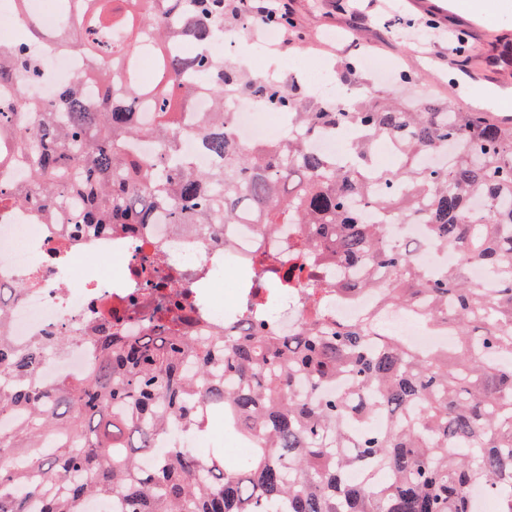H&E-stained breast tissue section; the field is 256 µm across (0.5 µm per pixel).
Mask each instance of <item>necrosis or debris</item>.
<instances>
[{"label": "necrosis or debris", "instance_id": "1", "mask_svg": "<svg viewBox=\"0 0 512 512\" xmlns=\"http://www.w3.org/2000/svg\"><path fill=\"white\" fill-rule=\"evenodd\" d=\"M28 48L43 61L46 76L25 84L24 97L53 100L58 88L87 70L80 53L59 51L49 40L29 41ZM211 105L210 96L198 95L176 130L182 151L202 168L214 160L198 145L194 119ZM228 128L243 144L271 142L285 132L276 110L247 97L232 103ZM69 221L65 213L59 223L48 224L28 209L0 216V288L15 291L0 319V335L21 347L60 331L70 338L64 351L40 367L45 386L61 378L77 381L88 373L96 360L94 327L99 321H112L127 336L144 335L155 323L161 297L168 294L179 296L181 305L170 308L164 322L187 336L222 335L225 323L241 320L248 296L267 302L274 335H293L301 326L294 302L275 294L272 284H258L250 273L252 259L264 254L270 255L271 266L291 268L289 254L301 238L297 225L264 235L256 224H228L217 227L209 239L158 218L137 235L116 233L84 249L70 245L71 234L63 229ZM64 240L69 243L66 253L52 256L51 247ZM144 254L165 272L162 287L142 276ZM313 267L309 286L326 293L329 321L352 322L374 307L371 293H337L335 268L318 258ZM222 284L233 290L230 301L220 299Z\"/></svg>", "mask_w": 512, "mask_h": 512}]
</instances>
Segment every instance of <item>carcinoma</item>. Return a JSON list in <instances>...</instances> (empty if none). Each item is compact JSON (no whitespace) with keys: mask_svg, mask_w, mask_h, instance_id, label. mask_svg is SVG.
<instances>
[{"mask_svg":"<svg viewBox=\"0 0 512 512\" xmlns=\"http://www.w3.org/2000/svg\"><path fill=\"white\" fill-rule=\"evenodd\" d=\"M67 24L54 42L83 54L87 75L55 99L0 103V209L33 208L48 224L70 198L75 223L110 235L166 213L171 224H302L295 268L314 248L327 263L360 266L336 291L377 293L454 334L452 349L422 351L371 310L356 322L325 319L324 296L303 303L295 336L252 323L198 341L156 324L125 336L98 327L97 359L81 381L34 379L63 336L16 347L0 337V512H86L91 496L112 512H476L486 487L512 512V127L452 103L417 112L371 91L344 106L267 85L210 52L234 26L226 0H59ZM0 47V87L22 90L39 72L23 43ZM181 49L169 51V44ZM150 50L160 76L141 84L133 58ZM206 91L198 120L209 170L173 134ZM258 99L284 114L288 132L243 146L227 132L224 101ZM150 113L143 125L141 113ZM355 125L363 137L340 156L312 146L323 130ZM158 143L153 155L135 149ZM396 146V167L372 164L375 144ZM424 224L455 262L431 273L389 239L388 224ZM481 266L488 282L468 278ZM215 415L252 448L243 469L216 456L171 454L174 427L199 436ZM368 465L354 482L350 471Z\"/></svg>","mask_w":512,"mask_h":512,"instance_id":"cac0c4a2","label":"carcinoma"}]
</instances>
